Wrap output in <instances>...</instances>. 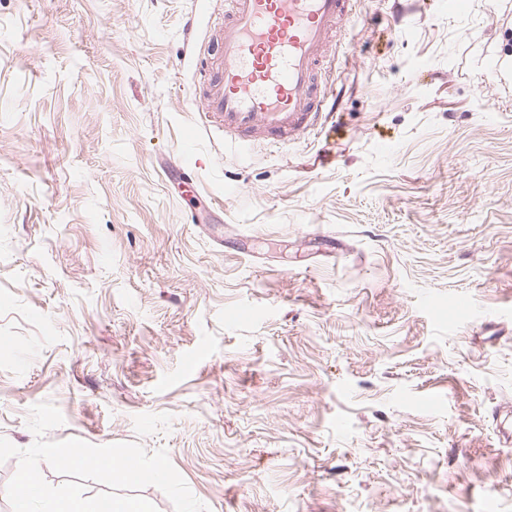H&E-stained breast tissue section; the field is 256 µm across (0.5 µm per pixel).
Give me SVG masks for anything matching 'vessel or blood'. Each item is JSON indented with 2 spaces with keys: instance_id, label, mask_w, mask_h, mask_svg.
Returning <instances> with one entry per match:
<instances>
[{
  "instance_id": "1",
  "label": "vessel or blood",
  "mask_w": 512,
  "mask_h": 512,
  "mask_svg": "<svg viewBox=\"0 0 512 512\" xmlns=\"http://www.w3.org/2000/svg\"><path fill=\"white\" fill-rule=\"evenodd\" d=\"M355 0H229L207 33L199 69L201 118L245 151L300 142L320 123L333 91L327 53Z\"/></svg>"
}]
</instances>
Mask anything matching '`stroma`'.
<instances>
[{"label":"stroma","instance_id":"stroma-1","mask_svg":"<svg viewBox=\"0 0 512 512\" xmlns=\"http://www.w3.org/2000/svg\"><path fill=\"white\" fill-rule=\"evenodd\" d=\"M226 7L0 0V437L52 402L211 512H512V0H356L328 116L243 156Z\"/></svg>","mask_w":512,"mask_h":512}]
</instances>
